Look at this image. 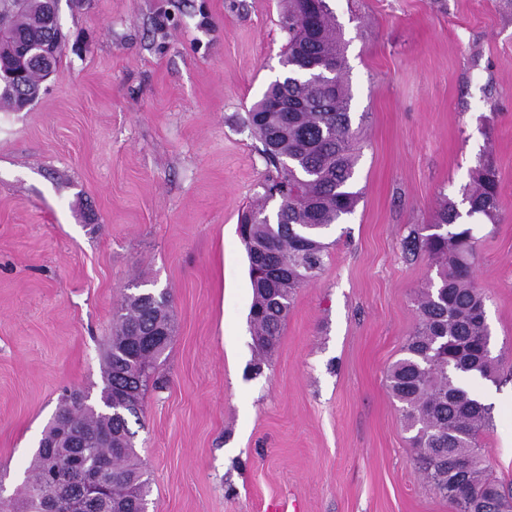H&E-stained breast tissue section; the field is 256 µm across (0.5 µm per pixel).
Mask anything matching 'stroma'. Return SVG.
<instances>
[{
	"label": "stroma",
	"instance_id": "obj_1",
	"mask_svg": "<svg viewBox=\"0 0 512 512\" xmlns=\"http://www.w3.org/2000/svg\"><path fill=\"white\" fill-rule=\"evenodd\" d=\"M361 199L260 359L241 214L269 167L244 120L282 76L286 0H61L57 76L0 106V485L22 486L63 390L98 393L112 310L167 291L175 332L135 447L149 512H454L418 469L387 372L431 274L411 229L497 172L476 276L497 379L479 439L512 487V0H328Z\"/></svg>",
	"mask_w": 512,
	"mask_h": 512
}]
</instances>
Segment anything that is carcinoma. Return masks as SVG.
Returning a JSON list of instances; mask_svg holds the SVG:
<instances>
[{"label":"carcinoma","mask_w":512,"mask_h":512,"mask_svg":"<svg viewBox=\"0 0 512 512\" xmlns=\"http://www.w3.org/2000/svg\"><path fill=\"white\" fill-rule=\"evenodd\" d=\"M299 0H288V44L281 63L285 75L271 82L247 113L246 126L262 144L261 153L274 173L267 176L263 198L280 194L275 216L266 220V205L257 204L241 216L239 235L250 264L262 261L264 274H250L253 301L250 324L254 345L261 354L278 343L296 292L316 279L329 257L324 242L331 226L352 213L361 193L354 190L357 163L356 134L352 131L351 93L344 80L346 60L342 34L329 8L310 18L298 16ZM16 34L26 40L37 36L44 14L43 0H0ZM310 66L336 63L332 94L322 103L319 85L303 74L298 59ZM39 95L38 79L31 74L24 92H0V102L13 108L32 104ZM276 100L312 102L316 112H272ZM467 217L495 222L499 210L496 171L482 164L464 189ZM413 229L403 241L409 255L422 254L435 269L416 302L417 328L408 340L406 356L389 370L388 387L401 403L403 422L414 432L413 444L422 449L419 469L434 488L457 509L466 512L471 499L484 501V512H505L507 500L487 474L475 448L476 439L489 425L491 406L465 384L467 380L496 379L491 357L478 355L489 341L485 294L476 278L478 262L474 228L461 221L452 202L439 208L435 223ZM169 295L150 290L129 293L112 314V336L105 356L101 406L62 396L56 415L59 425L81 433L84 448L111 470L104 500L109 512H134L147 501L150 481L135 450L129 417L140 409L112 416L109 402L118 393L132 392L142 403L143 388L155 378L159 359L172 337L156 350L142 346L148 333L174 331ZM71 452L65 444L37 449L27 482L8 501L0 499V512H39L40 501L55 495L48 475L62 467ZM474 459L468 475L452 473L450 455Z\"/></svg>","instance_id":"cac0c4a2"}]
</instances>
